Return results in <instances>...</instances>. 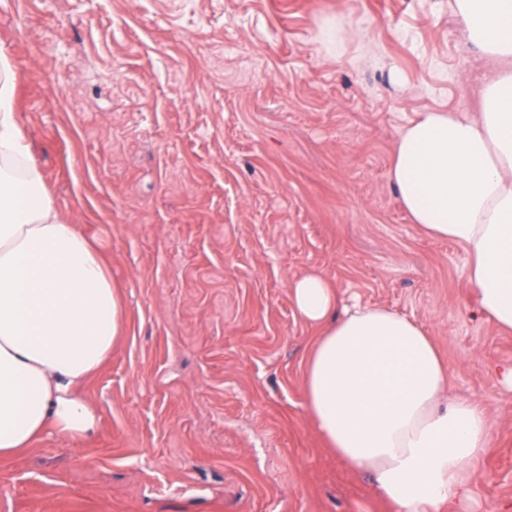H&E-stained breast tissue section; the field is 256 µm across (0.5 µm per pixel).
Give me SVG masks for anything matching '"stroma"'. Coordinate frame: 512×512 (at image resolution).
Wrapping results in <instances>:
<instances>
[{
  "label": "stroma",
  "mask_w": 512,
  "mask_h": 512,
  "mask_svg": "<svg viewBox=\"0 0 512 512\" xmlns=\"http://www.w3.org/2000/svg\"><path fill=\"white\" fill-rule=\"evenodd\" d=\"M0 47L57 208L127 307L85 390L95 432L1 462L0 512H391L307 413V273L433 338L491 428L455 512H512V334L390 180L417 113L476 105L448 0H0Z\"/></svg>",
  "instance_id": "1"
}]
</instances>
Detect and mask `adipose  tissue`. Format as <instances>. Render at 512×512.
I'll return each mask as SVG.
<instances>
[{"label": "adipose tissue", "mask_w": 512, "mask_h": 512, "mask_svg": "<svg viewBox=\"0 0 512 512\" xmlns=\"http://www.w3.org/2000/svg\"><path fill=\"white\" fill-rule=\"evenodd\" d=\"M482 60L473 112H420L392 151L390 179L412 223L461 246L481 314L512 333V0H453ZM17 77L0 48V459L46 436L86 439L98 414L83 390L125 330L98 244L66 222L18 119ZM309 348L306 409L350 471L370 474L394 512L467 498L490 446L484 406L448 395L431 336L391 309L339 310L324 275L289 283Z\"/></svg>", "instance_id": "1"}]
</instances>
